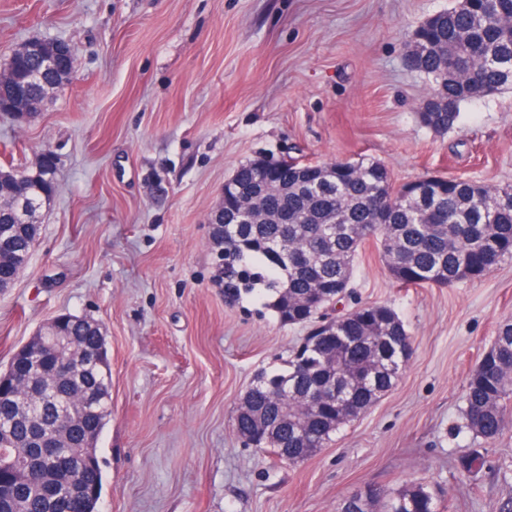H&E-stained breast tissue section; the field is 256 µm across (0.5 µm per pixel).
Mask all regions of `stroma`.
Listing matches in <instances>:
<instances>
[{
    "instance_id": "35a3bbf8",
    "label": "stroma",
    "mask_w": 512,
    "mask_h": 512,
    "mask_svg": "<svg viewBox=\"0 0 512 512\" xmlns=\"http://www.w3.org/2000/svg\"><path fill=\"white\" fill-rule=\"evenodd\" d=\"M454 0H0V65L39 38L76 68L35 118L0 112V167L58 160L30 263L0 292V367L47 321H97L112 370L98 512H337L366 485L436 489L447 512H492L512 480V426L464 427L469 374L512 319V259L477 280L402 288L368 240L351 292L412 337L396 385L291 466L244 446L236 409L307 329L215 282L211 214L260 156L367 155L395 182L427 173L512 185V89L462 104L438 135L434 83L407 66L414 30ZM479 452V480L457 461Z\"/></svg>"
}]
</instances>
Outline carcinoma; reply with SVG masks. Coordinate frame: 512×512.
<instances>
[{"label": "carcinoma", "instance_id": "cac0c4a2", "mask_svg": "<svg viewBox=\"0 0 512 512\" xmlns=\"http://www.w3.org/2000/svg\"><path fill=\"white\" fill-rule=\"evenodd\" d=\"M423 46L407 64L436 82L428 99L439 103L421 112V124L436 134L453 129L462 103L512 88V0H471L436 15L431 26L414 32ZM224 213L234 232L218 235L231 261L224 264V298H250L275 313L284 325L321 327L292 350L281 368L261 373L237 409L238 434L255 438L290 466L326 447L340 428L367 412L401 376L411 337L397 315L382 304L360 305L332 317L329 310L350 296L352 263L372 238L380 243L390 277L400 285L448 287L477 279L512 258V186H487L429 174L393 184L379 160L361 156L312 163L292 159L272 171L253 159L224 183ZM35 201H52L53 189L38 175L29 189ZM40 228L19 224L0 207V237L9 247L0 255V280H8L18 256ZM69 335L96 354L94 337L78 322ZM41 382L78 398L90 392L105 400L111 377L60 376L43 361ZM336 385L338 400L323 394ZM21 393L4 385L0 420L14 421L10 446L26 467L42 461L27 453L37 434L50 433L58 418L50 408L37 415L18 408ZM465 428L485 442L512 424V320L503 322L477 363L464 393ZM105 414L83 413L59 435L61 455L73 461L75 476L46 469L28 483L0 477V512H97L102 472L92 446L105 426ZM477 475L485 466L479 453L458 461ZM340 512H442L437 497L421 485L390 491L367 485L347 497Z\"/></svg>", "mask_w": 512, "mask_h": 512}]
</instances>
